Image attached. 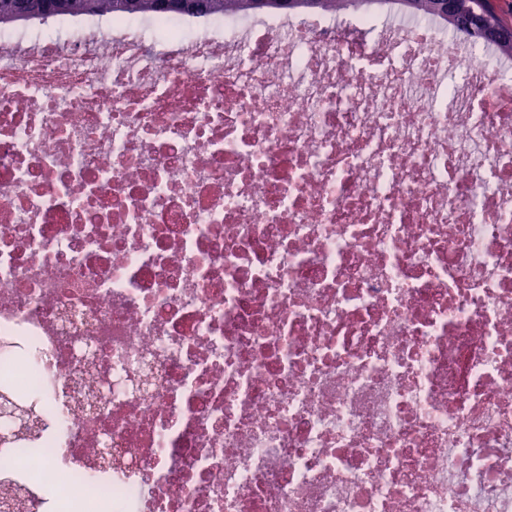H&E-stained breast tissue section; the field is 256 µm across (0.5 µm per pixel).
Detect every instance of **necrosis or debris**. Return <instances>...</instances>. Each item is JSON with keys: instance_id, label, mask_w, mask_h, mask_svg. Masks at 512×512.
<instances>
[{"instance_id": "necrosis-or-debris-1", "label": "necrosis or debris", "mask_w": 512, "mask_h": 512, "mask_svg": "<svg viewBox=\"0 0 512 512\" xmlns=\"http://www.w3.org/2000/svg\"><path fill=\"white\" fill-rule=\"evenodd\" d=\"M0 370L21 512H512V55L388 0L0 28Z\"/></svg>"}]
</instances>
